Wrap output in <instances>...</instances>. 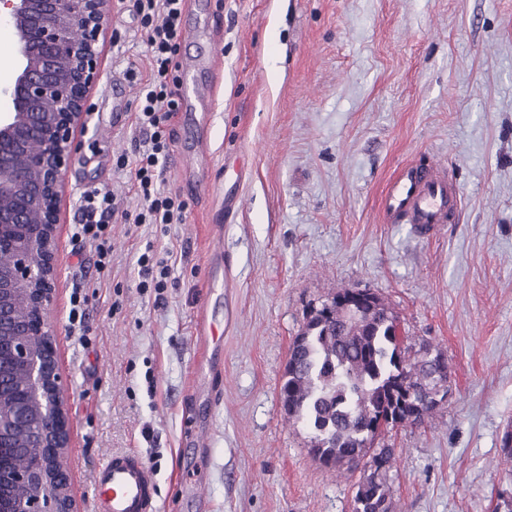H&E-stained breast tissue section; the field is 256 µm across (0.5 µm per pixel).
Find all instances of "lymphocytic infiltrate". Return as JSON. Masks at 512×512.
Wrapping results in <instances>:
<instances>
[{"label":"lymphocytic infiltrate","mask_w":512,"mask_h":512,"mask_svg":"<svg viewBox=\"0 0 512 512\" xmlns=\"http://www.w3.org/2000/svg\"><path fill=\"white\" fill-rule=\"evenodd\" d=\"M148 48V68H127L126 77L138 84L133 119L147 137L134 157L117 156L118 169H131L138 198L135 209H119L111 192H86L81 206L83 222L78 234L94 247L100 268L112 264L111 227L108 215H119L128 226L180 224L186 203L162 186L161 174L170 153L171 118L177 111L180 63L177 59L181 36L180 20L186 0H131Z\"/></svg>","instance_id":"f902f5d3"}]
</instances>
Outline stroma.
<instances>
[{
    "instance_id": "35a3bbf8",
    "label": "stroma",
    "mask_w": 512,
    "mask_h": 512,
    "mask_svg": "<svg viewBox=\"0 0 512 512\" xmlns=\"http://www.w3.org/2000/svg\"><path fill=\"white\" fill-rule=\"evenodd\" d=\"M210 39L181 42L179 59L211 58L198 81L212 102L203 193L180 192L182 224L112 223V266L76 235L84 191L135 208L129 170L142 132L137 86L121 115L112 79L147 67L127 0H112L105 61L84 131L66 166L58 336L73 425L68 465L78 512L106 457L134 451L154 469L158 512H352V482L336 481L288 424L280 387L289 348L311 309L340 289L377 293L415 344L441 347L451 395L423 426L384 437L393 448L395 512H494L512 498L498 466L512 424V0H187ZM433 163L462 190L457 223L426 237L382 223L393 172ZM224 224L221 395L192 394L200 353L194 315ZM171 251L156 303L139 288L146 245ZM88 300L87 344L67 331L77 283ZM208 431V447L187 440Z\"/></svg>"
}]
</instances>
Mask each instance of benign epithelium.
Instances as JSON below:
<instances>
[{
  "mask_svg": "<svg viewBox=\"0 0 512 512\" xmlns=\"http://www.w3.org/2000/svg\"><path fill=\"white\" fill-rule=\"evenodd\" d=\"M16 37L17 71L0 110V248L12 256L0 275V367L23 364L26 385L11 390L0 410V512H73L67 466L71 424L58 361L57 336L49 320L58 281L57 224L66 191L65 167L75 131L86 126V102L100 77V37L112 0H0ZM40 250L36 267L28 250ZM13 283L29 285L30 317L21 319L5 301ZM30 435L31 463L12 466L15 433ZM36 487L16 500L6 486Z\"/></svg>",
  "mask_w": 512,
  "mask_h": 512,
  "instance_id": "7a95c632",
  "label": "benign epithelium"
}]
</instances>
